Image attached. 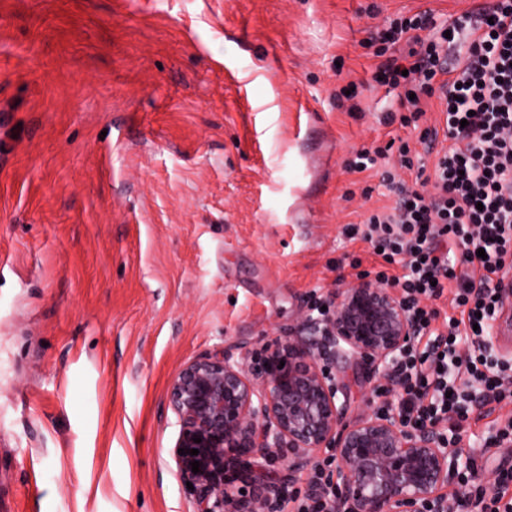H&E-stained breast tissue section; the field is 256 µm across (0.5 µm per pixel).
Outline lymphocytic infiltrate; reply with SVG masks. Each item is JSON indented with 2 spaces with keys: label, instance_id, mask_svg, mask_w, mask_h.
Wrapping results in <instances>:
<instances>
[{
  "label": "lymphocytic infiltrate",
  "instance_id": "lymphocytic-infiltrate-1",
  "mask_svg": "<svg viewBox=\"0 0 512 512\" xmlns=\"http://www.w3.org/2000/svg\"><path fill=\"white\" fill-rule=\"evenodd\" d=\"M426 28L427 40L419 35ZM369 42L374 82L396 94L385 123L417 125L432 103L442 123L420 141L449 144L430 165L404 140L356 150L347 170L375 171L397 200L344 232L380 258L375 282L399 289L418 328V342L393 366L395 411L411 429L442 426L458 448L471 413L512 403V361L487 343L512 292L501 279L512 268V0L463 12L446 28L428 11L399 13ZM413 169L419 177L410 183L404 174ZM445 296L448 312L436 305ZM479 471L473 458L457 472L463 493L448 512H512V466L501 465L487 486Z\"/></svg>",
  "mask_w": 512,
  "mask_h": 512
}]
</instances>
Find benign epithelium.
Masks as SVG:
<instances>
[{"instance_id": "obj_1", "label": "benign epithelium", "mask_w": 512, "mask_h": 512, "mask_svg": "<svg viewBox=\"0 0 512 512\" xmlns=\"http://www.w3.org/2000/svg\"><path fill=\"white\" fill-rule=\"evenodd\" d=\"M331 301V315L305 319L306 337L207 352L172 378L167 400L179 433L171 455L194 487L197 512H279L281 482L253 475L252 460L292 471L322 448L336 456V512H441L457 493L448 459L460 451L436 428L412 430L375 409L349 417L341 366L354 361L393 387L391 365L415 342L399 294L364 278Z\"/></svg>"}]
</instances>
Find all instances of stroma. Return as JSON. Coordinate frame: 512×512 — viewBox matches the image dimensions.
Returning a JSON list of instances; mask_svg holds the SVG:
<instances>
[{
  "instance_id": "35a3bbf8",
  "label": "stroma",
  "mask_w": 512,
  "mask_h": 512,
  "mask_svg": "<svg viewBox=\"0 0 512 512\" xmlns=\"http://www.w3.org/2000/svg\"><path fill=\"white\" fill-rule=\"evenodd\" d=\"M379 12L369 16L370 5ZM472 0H0V512H194L167 388L193 357L302 335L350 286L344 233L395 197L376 26ZM358 83L360 109L336 104ZM480 480L512 464L484 449Z\"/></svg>"
}]
</instances>
